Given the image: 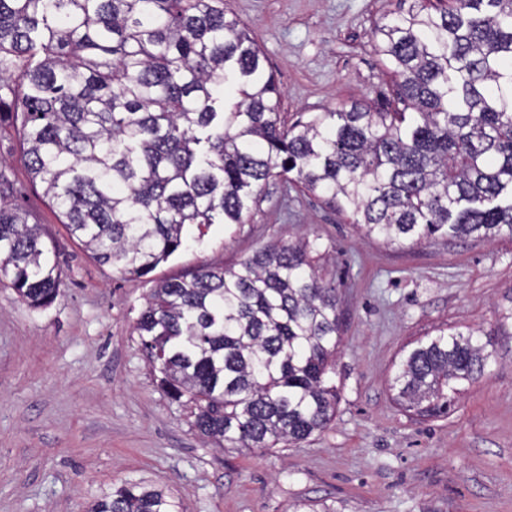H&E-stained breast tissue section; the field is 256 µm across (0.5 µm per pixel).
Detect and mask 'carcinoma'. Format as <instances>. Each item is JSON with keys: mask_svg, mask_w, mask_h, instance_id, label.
<instances>
[{"mask_svg": "<svg viewBox=\"0 0 512 512\" xmlns=\"http://www.w3.org/2000/svg\"><path fill=\"white\" fill-rule=\"evenodd\" d=\"M371 41L400 108L355 103L288 126L224 0H0V112L21 117L24 162L70 234L123 275L153 272L192 226L247 223L271 183L285 201L302 185L387 244L511 236L512 0H399ZM10 194L0 171V283L47 307L62 271ZM316 252L277 241L203 264L140 313L160 385L215 445H297L334 421L341 298ZM497 356L489 333L439 328L389 389L407 411L445 415ZM87 512L181 506L126 481Z\"/></svg>", "mask_w": 512, "mask_h": 512, "instance_id": "cac0c4a2", "label": "carcinoma"}]
</instances>
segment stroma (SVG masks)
Returning <instances> with one entry per match:
<instances>
[{"mask_svg": "<svg viewBox=\"0 0 512 512\" xmlns=\"http://www.w3.org/2000/svg\"><path fill=\"white\" fill-rule=\"evenodd\" d=\"M225 7L252 30L287 122L392 102L370 35L395 0ZM20 153L14 116L0 115L11 201L39 224L63 283L38 309L0 283V512H86L103 491L141 479L181 512H291L301 500L345 512H512V334L499 333L497 363L446 415L417 416L388 389L409 342L445 325L494 330L497 308L512 305V237L388 245L320 197L295 190L284 201L272 184L247 224L210 225L149 276H125L89 258ZM274 238L315 241L339 290L336 418L306 443L224 450L161 389L133 327L157 281L234 265Z\"/></svg>", "mask_w": 512, "mask_h": 512, "instance_id": "35a3bbf8", "label": "stroma"}]
</instances>
